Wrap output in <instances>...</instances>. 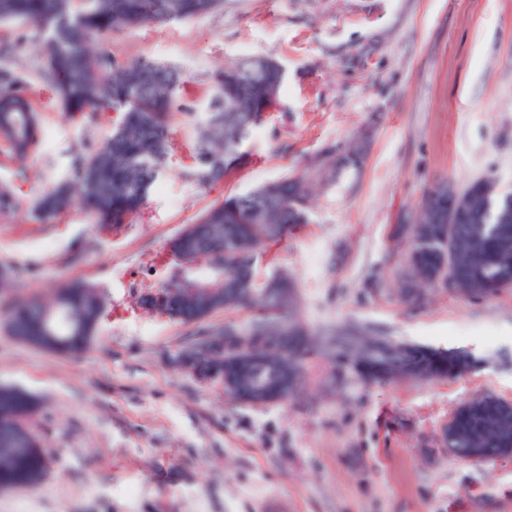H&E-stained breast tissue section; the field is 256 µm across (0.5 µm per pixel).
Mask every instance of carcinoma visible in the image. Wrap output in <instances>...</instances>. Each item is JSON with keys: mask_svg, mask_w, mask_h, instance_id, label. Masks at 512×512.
<instances>
[{"mask_svg": "<svg viewBox=\"0 0 512 512\" xmlns=\"http://www.w3.org/2000/svg\"><path fill=\"white\" fill-rule=\"evenodd\" d=\"M224 0H0V24L31 23L43 38L47 66L43 81L56 92L71 117H91L103 109L121 114L109 141L82 157L73 183L62 184L43 195L38 213L50 218L66 210L77 193L84 207L104 222L122 224L141 212L149 191L157 183L170 148L169 116L175 91L181 85L173 68L144 58L103 70L97 52L107 34L147 23L191 21L222 8ZM216 105L199 124L201 184H209L236 170L246 157L243 144L249 133L268 121L278 109L284 72L252 56L218 69L213 76ZM23 76L0 72V127L12 128L10 150L25 159L41 137L33 118L31 100L22 92ZM364 144L327 148L307 172L287 173L243 195L233 194L204 210L189 232L172 244L177 254L204 253L207 245H223L224 269H212L210 278L198 280L191 296L175 286L163 305L171 318L184 324L198 322L218 311L255 309L258 315L246 324L233 321L245 344L288 350V365L303 380L312 358L339 361L354 373L373 379L407 378L406 364L397 342L371 327L346 322L310 328L298 316V289L282 273L262 288L254 285L253 256L257 248L281 238L288 227L307 224L315 192L336 183L346 171L363 162ZM471 206V219L456 225L457 238L467 250L457 258L451 291L473 298H490L512 291V223L502 222V202L512 192L499 190L488 178L469 182L461 190ZM441 249L439 238L427 233L418 238L419 280L414 287L433 288V273ZM67 310L69 321L48 330L47 316L57 304ZM101 311L97 295L73 283L46 303L17 306L7 313L8 328L17 339L50 351L81 348L94 333ZM30 393L0 386V484L31 487L43 478L50 457L34 435L23 429L28 444L14 447L9 434L19 429L37 409ZM455 431L448 436L452 448H501L512 440V416L460 409Z\"/></svg>", "mask_w": 512, "mask_h": 512, "instance_id": "carcinoma-1", "label": "carcinoma"}]
</instances>
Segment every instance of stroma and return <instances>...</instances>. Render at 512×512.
<instances>
[{"label": "stroma", "instance_id": "35a3bbf8", "mask_svg": "<svg viewBox=\"0 0 512 512\" xmlns=\"http://www.w3.org/2000/svg\"><path fill=\"white\" fill-rule=\"evenodd\" d=\"M21 35L15 64L43 137L32 157L0 164L16 197L0 210V267L14 301L82 281L105 308L77 354L21 342L0 317V383L41 399L28 426L53 460L38 486L0 491V512H512V459L458 461L434 441L468 398L512 401V292L401 303L406 250L392 238L439 181L490 177L512 190V0H224L189 23L110 35L106 65L146 57L185 79L162 175L141 213L115 225L76 204L47 222L36 214L40 195L102 146L118 115L69 119L41 78L34 28L0 25L2 44ZM256 54L284 67L275 116L246 140L244 167L200 185L195 127L210 110L211 77ZM361 137V169L316 194L309 223L257 251V285L288 272L309 327L363 323L399 342L473 351L485 365L371 382L313 360L300 393L266 407L177 367L206 325L250 312L184 325L144 309L147 291L180 280L170 241L226 195L307 171L326 147Z\"/></svg>", "mask_w": 512, "mask_h": 512}]
</instances>
